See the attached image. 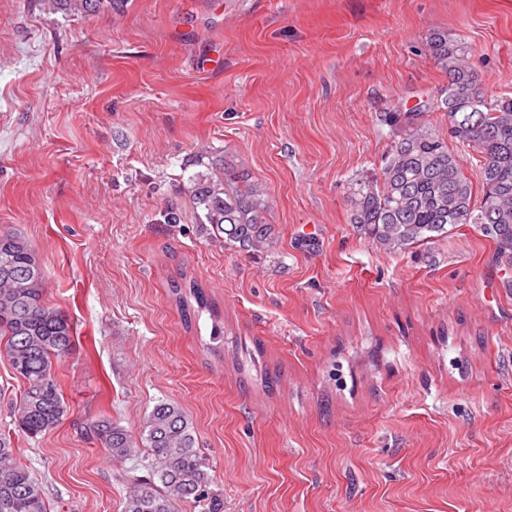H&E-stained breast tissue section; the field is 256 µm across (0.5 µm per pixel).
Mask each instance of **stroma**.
<instances>
[{"label": "stroma", "mask_w": 512, "mask_h": 512, "mask_svg": "<svg viewBox=\"0 0 512 512\" xmlns=\"http://www.w3.org/2000/svg\"><path fill=\"white\" fill-rule=\"evenodd\" d=\"M437 30L512 97V0H0V231L76 328L59 426L27 437L0 398L50 512H121L149 470L83 425L135 433L162 400L223 512H512V271L472 224L390 251L350 222L386 113L448 135ZM206 169L261 190L273 251L210 239ZM182 273L216 313L183 320Z\"/></svg>", "instance_id": "1"}]
</instances>
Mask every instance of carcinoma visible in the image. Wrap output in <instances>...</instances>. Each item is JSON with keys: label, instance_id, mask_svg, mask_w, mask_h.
I'll return each mask as SVG.
<instances>
[{"label": "carcinoma", "instance_id": "cac0c4a2", "mask_svg": "<svg viewBox=\"0 0 512 512\" xmlns=\"http://www.w3.org/2000/svg\"><path fill=\"white\" fill-rule=\"evenodd\" d=\"M66 9L94 12L122 0H59ZM428 50L448 77L446 97L437 107L448 116V139L428 130L413 109L389 112L396 130L379 175L355 180L351 223L391 251L448 233V227L475 224L495 246V261L512 266V97H488L470 68L471 46L446 32L431 33ZM453 140L481 154L482 195L474 202L472 182L459 158L448 149ZM193 204L202 225L224 242L247 252L275 248L265 202L254 185L241 189L200 171L193 175ZM170 292L183 317L210 308L192 280H173ZM13 378L22 383L9 402L12 424L30 438L59 425L69 413L56 368L74 342L68 316L44 299L41 262L19 232L0 233V342ZM86 434L122 466L149 449L150 474L131 481L123 512H174V503L207 502L208 512L224 504L209 496L208 464L184 411L161 401L144 417L134 435L107 418L91 419ZM0 512H50L32 471L16 461L10 433L0 430Z\"/></svg>", "mask_w": 512, "mask_h": 512}]
</instances>
